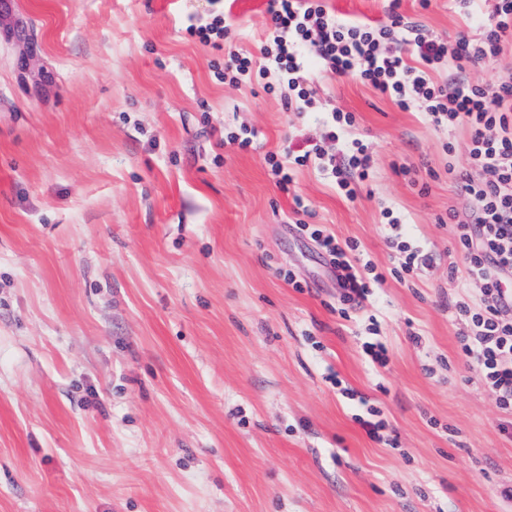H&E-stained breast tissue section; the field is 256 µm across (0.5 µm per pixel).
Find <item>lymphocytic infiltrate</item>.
Here are the masks:
<instances>
[{"mask_svg":"<svg viewBox=\"0 0 512 512\" xmlns=\"http://www.w3.org/2000/svg\"><path fill=\"white\" fill-rule=\"evenodd\" d=\"M468 28L453 43L428 33L424 25L392 12L385 26L344 21L329 14L321 0H269L272 27L260 57L233 53L224 61V82L235 86L252 73L276 74L290 93L288 110L310 111L314 96L303 83L313 69L325 76L348 78L373 87L402 109L422 112L437 128L466 125L470 131L467 165L478 178L464 177L462 189L470 205L467 222L454 225L453 237L464 258L467 289L455 309L468 325L460 339L498 404L512 408V73L488 84L456 76L441 82L439 68L453 59L475 66L491 63L512 35V0H496L483 10L480 0H458ZM418 63L410 65L405 49ZM351 115L335 109L325 123L323 141L286 149L269 157L280 186H287L293 166L310 163L326 171L346 196L372 174V157L351 138ZM337 143L329 153L324 141ZM313 236L340 270L345 303L361 305L381 279L370 260L357 256L354 245L340 243L327 231Z\"/></svg>","mask_w":512,"mask_h":512,"instance_id":"1","label":"lymphocytic infiltrate"}]
</instances>
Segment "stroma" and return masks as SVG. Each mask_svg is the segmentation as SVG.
Returning <instances> with one entry per match:
<instances>
[{
	"mask_svg": "<svg viewBox=\"0 0 512 512\" xmlns=\"http://www.w3.org/2000/svg\"><path fill=\"white\" fill-rule=\"evenodd\" d=\"M324 4L390 22L389 0ZM399 11L466 28L448 0ZM218 12L226 38L191 35ZM269 25L265 0H0V512H512V410L460 349L448 273L469 130L315 71L312 112L224 84ZM335 108L372 177L282 189L269 155ZM245 128L254 148L223 144ZM388 208L428 257L402 280ZM301 222L382 274L363 309Z\"/></svg>",
	"mask_w": 512,
	"mask_h": 512,
	"instance_id": "1",
	"label": "stroma"
}]
</instances>
